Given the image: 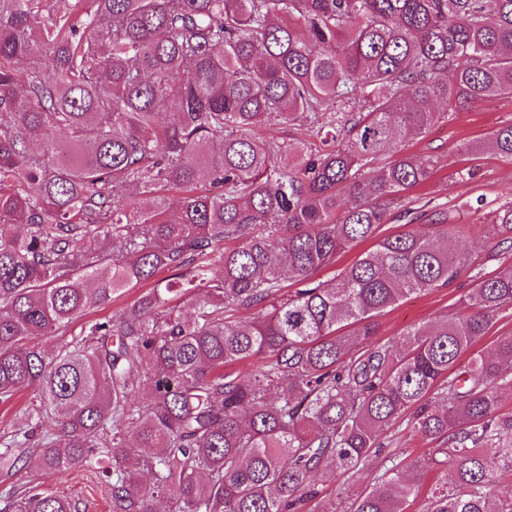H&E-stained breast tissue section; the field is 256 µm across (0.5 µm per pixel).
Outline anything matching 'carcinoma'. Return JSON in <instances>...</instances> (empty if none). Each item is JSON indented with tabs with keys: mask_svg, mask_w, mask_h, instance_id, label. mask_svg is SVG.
<instances>
[{
	"mask_svg": "<svg viewBox=\"0 0 512 512\" xmlns=\"http://www.w3.org/2000/svg\"><path fill=\"white\" fill-rule=\"evenodd\" d=\"M506 95L512 0H0V400L40 398L0 469L34 482L94 458L112 512H302L313 475L355 469L408 412L438 447L347 512H404L442 469L426 512H512L492 487L512 478V335L455 368L512 308V269L472 274L461 311L371 341L382 312L468 265L435 244L458 233L442 210L380 235V201L437 162L379 159L441 119L433 103ZM298 119L319 141L273 134ZM489 147L512 159V124ZM486 224L512 251V194ZM370 240L332 287L313 280ZM286 276L302 287L283 292ZM145 285L119 319L52 353L34 343ZM186 296L191 317L165 308ZM230 302L267 312L238 319ZM255 358L249 379L224 374ZM0 512L76 509L29 486Z\"/></svg>",
	"mask_w": 512,
	"mask_h": 512,
	"instance_id": "obj_1",
	"label": "carcinoma"
}]
</instances>
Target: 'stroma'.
I'll return each instance as SVG.
<instances>
[{
    "label": "stroma",
    "mask_w": 512,
    "mask_h": 512,
    "mask_svg": "<svg viewBox=\"0 0 512 512\" xmlns=\"http://www.w3.org/2000/svg\"><path fill=\"white\" fill-rule=\"evenodd\" d=\"M510 123L511 99L480 101L450 109L448 118L439 120L426 134L408 139L400 148L404 155L437 158L438 171L413 197L418 204L447 211L449 223L461 229L457 246L471 252L475 265L491 274L512 267V253L493 255L484 224L485 216L512 191V160L486 148L485 142L494 130ZM461 294V289L451 287L408 296L379 317L376 340L393 341L409 326L454 314ZM38 402L35 390L29 388L0 404V445L26 428L27 409ZM379 443V454L370 456L354 471L336 474L330 480L315 478L318 494L303 512H336L337 506L349 504L359 491L372 485L390 458L408 463L424 456L430 447L403 420L384 432ZM41 488L73 498L80 512H110V499L95 465H77L64 475L45 479Z\"/></svg>",
    "instance_id": "stroma-1"
}]
</instances>
